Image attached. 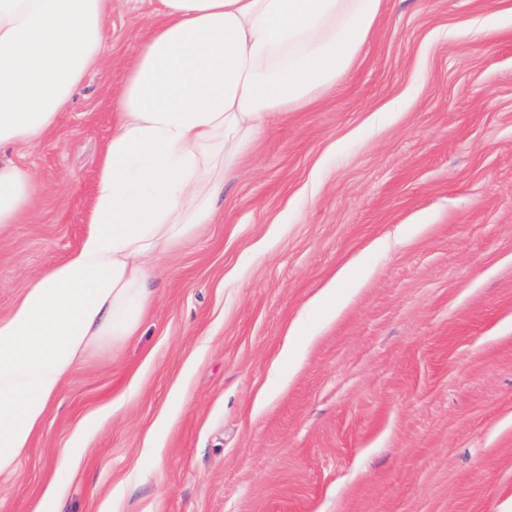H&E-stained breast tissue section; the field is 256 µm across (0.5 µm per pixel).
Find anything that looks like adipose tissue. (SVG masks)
Instances as JSON below:
<instances>
[{
    "label": "adipose tissue",
    "instance_id": "obj_1",
    "mask_svg": "<svg viewBox=\"0 0 512 512\" xmlns=\"http://www.w3.org/2000/svg\"><path fill=\"white\" fill-rule=\"evenodd\" d=\"M113 103L88 227L0 316V476L16 475L50 405L93 353L125 345L159 263L202 224L277 116L348 74L383 0H159ZM112 0H0V149L33 148L108 48ZM38 183L0 163V231Z\"/></svg>",
    "mask_w": 512,
    "mask_h": 512
}]
</instances>
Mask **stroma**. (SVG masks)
I'll return each instance as SVG.
<instances>
[{"label":"stroma","instance_id":"1","mask_svg":"<svg viewBox=\"0 0 512 512\" xmlns=\"http://www.w3.org/2000/svg\"><path fill=\"white\" fill-rule=\"evenodd\" d=\"M158 7L112 0L103 68L7 152L39 196L0 233V315L86 231ZM217 207L155 271L137 336L53 403L0 512H512V0H384L350 72L271 125ZM338 275L355 287L324 322Z\"/></svg>","mask_w":512,"mask_h":512}]
</instances>
